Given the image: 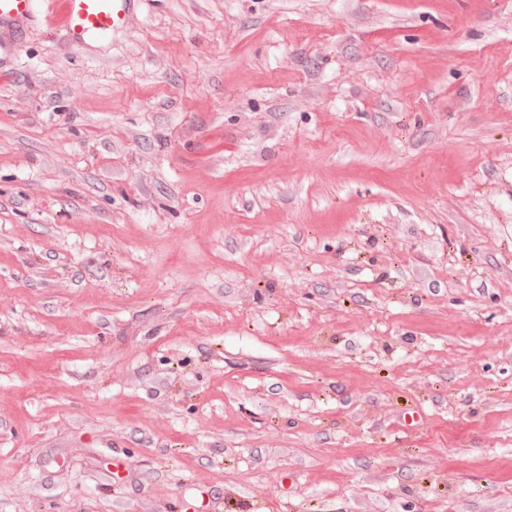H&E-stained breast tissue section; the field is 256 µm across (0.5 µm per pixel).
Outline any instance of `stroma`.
<instances>
[{
  "mask_svg": "<svg viewBox=\"0 0 512 512\" xmlns=\"http://www.w3.org/2000/svg\"><path fill=\"white\" fill-rule=\"evenodd\" d=\"M200 487L512 512V0H147L0 69V512Z\"/></svg>",
  "mask_w": 512,
  "mask_h": 512,
  "instance_id": "1",
  "label": "stroma"
}]
</instances>
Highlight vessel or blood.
Segmentation results:
<instances>
[{
	"label": "vessel or blood",
	"instance_id": "obj_1",
	"mask_svg": "<svg viewBox=\"0 0 512 512\" xmlns=\"http://www.w3.org/2000/svg\"><path fill=\"white\" fill-rule=\"evenodd\" d=\"M142 0H61L60 25L73 45L103 42L120 33ZM40 0H0V64L16 59L18 33L36 20Z\"/></svg>",
	"mask_w": 512,
	"mask_h": 512
}]
</instances>
